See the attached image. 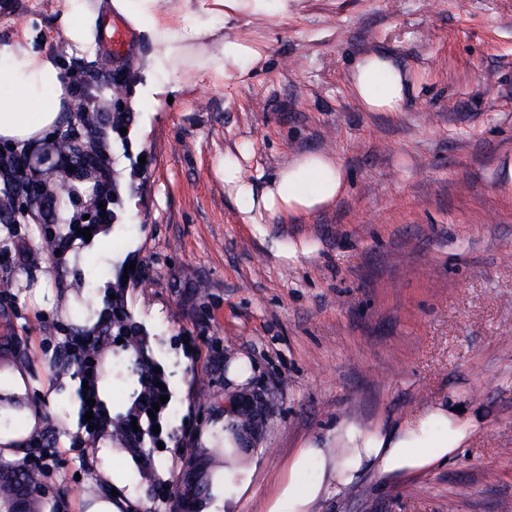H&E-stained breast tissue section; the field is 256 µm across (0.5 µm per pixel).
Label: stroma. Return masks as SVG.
I'll list each match as a JSON object with an SVG mask.
<instances>
[{
    "label": "stroma",
    "mask_w": 512,
    "mask_h": 512,
    "mask_svg": "<svg viewBox=\"0 0 512 512\" xmlns=\"http://www.w3.org/2000/svg\"><path fill=\"white\" fill-rule=\"evenodd\" d=\"M67 0H0V43L54 55L63 75L100 82L102 46L64 38ZM244 30L268 59L244 84L202 82L143 102L140 86L158 47L134 34L127 77L98 93L93 123L126 109L125 135L91 133L63 112L60 126L99 146L115 183L112 251L68 265L42 240L43 208L6 237L16 258L0 290V367L26 359V404L41 414L38 439L56 442L42 503L81 512L77 451L94 437H66L73 403L56 400L73 368L62 346L102 339L118 385L124 344L148 341L168 386L160 445L134 475L144 512H186L202 493L199 449L233 398L228 358L257 370L248 401L264 406L258 497L270 492L292 448L353 417L400 423L438 401L477 417L448 463L414 484L365 476L321 512H512V0H299L276 27ZM416 76L397 112H368L349 73L366 53ZM339 157L348 189L330 208L254 228L224 189V157L241 158L255 191L289 159ZM308 251L289 257V244ZM132 272H125V265ZM100 297L88 323L74 296ZM128 321L115 337L113 305ZM173 486L171 500L157 498ZM256 501L245 512H257Z\"/></svg>",
    "instance_id": "stroma-1"
}]
</instances>
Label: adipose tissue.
I'll return each instance as SVG.
<instances>
[{"instance_id": "1", "label": "adipose tissue", "mask_w": 512, "mask_h": 512, "mask_svg": "<svg viewBox=\"0 0 512 512\" xmlns=\"http://www.w3.org/2000/svg\"><path fill=\"white\" fill-rule=\"evenodd\" d=\"M62 33L71 45L94 43L98 15L89 0H68ZM293 0H168L159 12L157 0H109L133 28L159 50L149 63L141 88L144 100L182 91L202 81L245 82L266 58L264 44L239 31V21L282 20ZM354 96L370 112H396L413 87L410 73L388 56L371 53L350 74ZM72 98L53 56L0 44V141L21 146L54 130ZM224 187L230 197L246 201L245 221L264 216L308 215L334 203L346 191L337 157L311 153L292 158L262 192H254L242 167L224 158ZM477 429L475 418L438 404L414 421L365 426L339 421L324 436L302 442L288 456L265 497H257L263 462L251 430L242 428L239 412L224 409L221 464L204 462L203 495L186 503L190 512H243L259 500V512H319L331 496L355 485L365 474L386 484L426 475L447 463ZM93 466L81 494L83 512H126L139 492L131 480L136 459L109 445L92 449Z\"/></svg>"}]
</instances>
